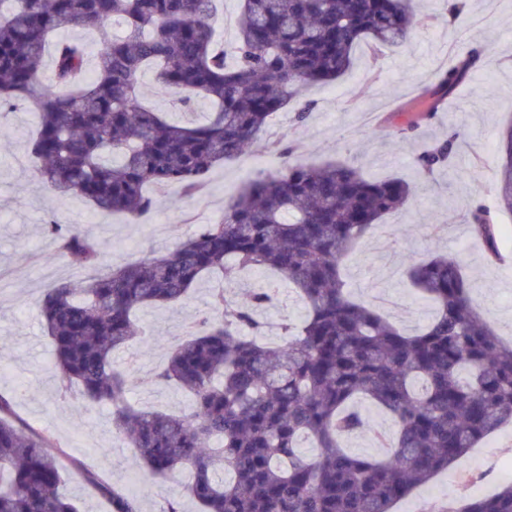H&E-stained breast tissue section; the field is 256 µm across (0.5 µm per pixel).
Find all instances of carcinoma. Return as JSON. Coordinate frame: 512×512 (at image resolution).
I'll return each mask as SVG.
<instances>
[{"instance_id": "carcinoma-1", "label": "carcinoma", "mask_w": 512, "mask_h": 512, "mask_svg": "<svg viewBox=\"0 0 512 512\" xmlns=\"http://www.w3.org/2000/svg\"><path fill=\"white\" fill-rule=\"evenodd\" d=\"M215 0H0V110L23 103L39 124L30 141L34 167L54 192L85 199L99 213L135 223L155 207L146 187L178 186L188 197L216 165L252 151L274 113L298 103L299 126L314 107L301 88L343 77L363 43L404 44L422 20L415 0H241L230 48L217 41ZM122 26L112 34V22ZM88 29L99 50L88 73L86 46L54 43L53 84L41 66L58 33ZM471 49L424 88L417 119L395 128L417 135L477 68ZM185 108H213L202 123L180 124L142 103L141 75ZM458 132L418 153L427 178L448 167ZM286 158L224 200V214L166 255L99 271L104 246L79 225L50 221L58 254L94 271L44 290L40 315L52 340L58 389L87 405L111 408L112 423L136 449L151 480L191 469L187 495L200 512H394L415 488L456 464L483 439L512 424V344L489 327L462 265L444 255L408 258L413 288L435 312L414 334L354 299L342 263L382 219L408 208L416 185L370 179L345 161L293 162L292 137L273 142ZM498 205L512 213V125L501 134ZM472 233L500 260L494 217L483 204L468 213ZM271 269L304 305L299 323L279 326L283 343L263 341L260 311L277 288L229 296L239 272ZM221 272L207 310L191 320L169 352L160 381L187 392L188 413L133 406L128 371L114 351L147 335L134 313L189 297ZM389 414L394 434L374 431L380 457L351 453L342 438L370 429L355 406ZM0 395V512H80L68 497L62 449L12 420ZM317 449L309 460L302 443ZM112 512H140L141 495L86 470ZM448 512H512V483Z\"/></svg>"}]
</instances>
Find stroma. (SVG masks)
Segmentation results:
<instances>
[{
	"instance_id": "35a3bbf8",
	"label": "stroma",
	"mask_w": 512,
	"mask_h": 512,
	"mask_svg": "<svg viewBox=\"0 0 512 512\" xmlns=\"http://www.w3.org/2000/svg\"><path fill=\"white\" fill-rule=\"evenodd\" d=\"M431 20L414 28L407 43L370 51L360 47L350 71L341 79L307 88L315 107L301 127L293 110L272 117L251 155L213 170L207 189L197 197H180L177 189L158 194L154 210L139 223L124 216L94 212L79 196H60L39 180L29 158L37 115L27 106L0 113V394L13 398L16 422L48 432L55 445L76 462L64 484L84 512H110V503L84 477L92 470L126 484L140 472L133 448L112 425L105 405L86 407L79 393H58L53 346L39 313L48 284L84 277L83 269L56 258V244L42 230L54 220L89 225L105 246V263H125L172 251L199 225L218 219L228 193L257 172L274 173L283 160L272 141L290 133L300 145L301 160L320 163L336 158L357 166L371 178H400L417 183L414 203L387 215L343 262L351 294L377 304L379 311L410 332L419 331L434 310L417 296L404 274L408 256L445 255L458 260L470 279L485 318L504 341H512V215L500 213L497 247L502 262L489 260L484 242L467 222L474 203L495 205V178L500 163L498 139L512 120V0H466L463 13L446 18L442 0H423ZM484 49V61L435 117L413 139L379 132V123L398 125L412 116L402 104L421 85L436 84L442 70L471 47ZM151 107L178 122L205 120L212 106L198 99L192 111L177 110L171 94L157 91L154 74L141 77ZM461 132L454 164L427 179L418 178L414 158L424 143L449 129ZM218 278L201 281L187 300L147 307L139 319L149 330L139 340L137 362L120 351L114 362L131 370L129 397L140 407L169 412L190 410L189 397L158 382L156 372L170 348L183 338L186 325L207 307ZM185 473L151 482L142 512H165L179 502L183 512H197L184 492ZM512 482V424L473 448L453 468L400 502L395 512H446L461 501L490 494Z\"/></svg>"
}]
</instances>
